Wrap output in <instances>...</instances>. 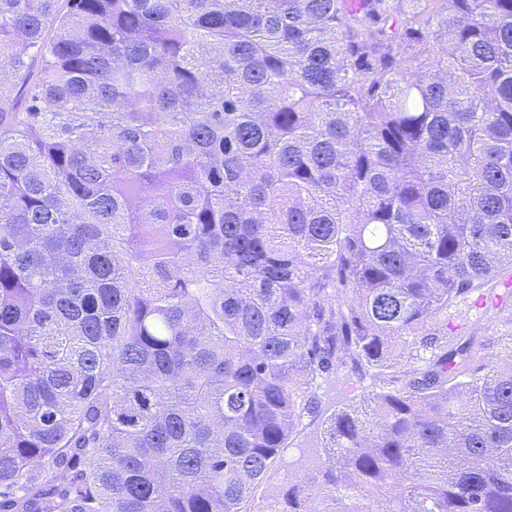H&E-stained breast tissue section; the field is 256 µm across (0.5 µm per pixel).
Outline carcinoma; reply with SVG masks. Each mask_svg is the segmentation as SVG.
I'll use <instances>...</instances> for the list:
<instances>
[{
	"label": "carcinoma",
	"mask_w": 512,
	"mask_h": 512,
	"mask_svg": "<svg viewBox=\"0 0 512 512\" xmlns=\"http://www.w3.org/2000/svg\"><path fill=\"white\" fill-rule=\"evenodd\" d=\"M506 270L512 0H0V512H512ZM448 315L455 317L457 323L468 324L472 332L481 334H493L495 331L504 332L508 327L504 323V318L494 317L489 313L484 314L482 309L467 308L466 306H457L448 311ZM321 432L322 427L319 422L311 426H303L292 444L293 447L305 448H284L276 457L250 504L252 512H266L271 498L283 485L294 482L300 475L310 474V467L303 456L305 450L321 442Z\"/></svg>",
	"instance_id": "1"
}]
</instances>
